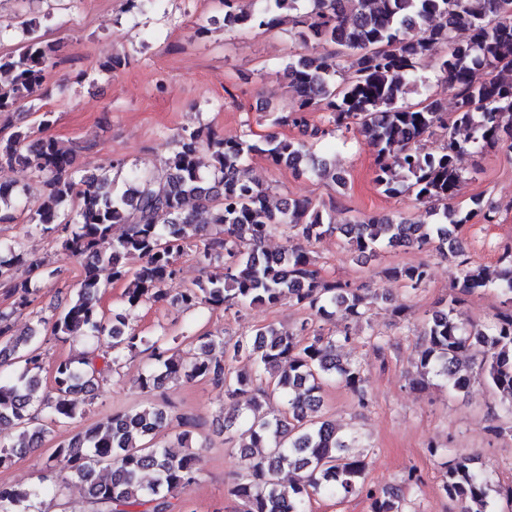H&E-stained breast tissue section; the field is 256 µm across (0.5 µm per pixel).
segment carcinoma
<instances>
[{
    "mask_svg": "<svg viewBox=\"0 0 512 512\" xmlns=\"http://www.w3.org/2000/svg\"><path fill=\"white\" fill-rule=\"evenodd\" d=\"M242 2L224 0V27L266 32L287 23L303 49L284 63L292 104L287 112L264 113L270 125L291 124L316 141L348 133L362 137L375 154L376 186L389 197L413 196L422 210L413 217L338 224L324 205L298 199L272 205L268 189L249 175L246 158L253 153L346 187L329 156L274 133L252 141L226 140L208 128L178 131L166 143L168 156L159 171H134L117 191L110 170L122 168L124 161L115 160L100 172L78 167L74 153L43 135L53 123L52 113H42L36 129L0 130V171L23 169L45 188L40 201L22 209L25 223L84 261L86 270L81 287L59 304V313L38 318L17 336L13 314L29 305L37 286L16 281L13 266L28 264L44 284L58 270L17 242L0 245V287L14 297L11 310H0V367L20 365L9 380L0 381V423L19 430L16 440L0 441V465L39 451L52 425L83 414L87 396L105 372L116 370L127 355L146 353L156 367L141 374L136 385L147 396L166 381L185 378L204 380L224 389L227 398L245 400V407L224 417L226 430L244 424L249 437L240 446L245 471L226 490L242 512H310L312 501L324 496H363L370 512H409L402 487L365 484V459L348 454L354 437L340 434L335 423L318 415L320 392L330 381L365 400L362 365L338 358L354 339L349 329L307 341L274 326L233 343L201 333L191 337L199 355L186 364L173 353L179 337L143 336L122 311L108 316L99 309L100 275L128 282L125 306L163 302L170 296L164 285L178 277L179 258L193 236L200 242L197 263L204 269L217 266L222 273L173 295L185 308L240 314L255 305L287 302L309 310L314 320L338 313L349 324L368 319L379 295L323 281L315 257L301 246L266 253L264 241L273 228L284 225L291 236L309 243L339 232L360 255L384 244L431 245L456 266L452 288L475 293L495 286L506 299L494 320L480 327L461 319L455 298L433 312L423 325L412 383L438 379L462 392V381L482 378L501 403L489 430L511 434L512 248H504L493 274L474 264L457 229L476 216L490 224L495 210L476 199L463 211L452 200L463 178L460 155L481 154L508 140L512 149V0H248L250 8ZM21 27L23 39L0 55V113L38 100L45 75L55 66V48L38 33V24L25 20ZM326 44L334 46L332 53L316 52ZM431 61L456 90L452 113L432 95L417 104L404 102L410 79ZM478 70L488 71L490 78L475 80ZM311 112L324 113L323 125L309 124ZM436 134L438 150L422 151V139ZM17 188L14 181L0 180V224L17 219L11 207ZM189 200L194 201L191 209L186 208ZM108 239L112 252L104 255L99 246ZM384 275L416 291L430 273L427 264L418 263L388 267ZM42 335L103 336L111 356L103 368L88 354L56 363L49 395L41 391ZM241 359L251 371L231 374L232 364ZM272 394L284 404L274 415L262 410ZM45 407L44 422L35 424ZM175 420L189 424V418L152 404L77 432L48 456L45 485L0 483V512H37L36 501L55 490L49 473L58 462L84 486L97 512H170L172 501L200 481L191 431L164 439ZM444 468L442 490L459 512H494L489 484L471 456L447 460ZM285 469L297 474L288 484L281 480Z\"/></svg>",
    "mask_w": 512,
    "mask_h": 512,
    "instance_id": "1",
    "label": "carcinoma"
}]
</instances>
